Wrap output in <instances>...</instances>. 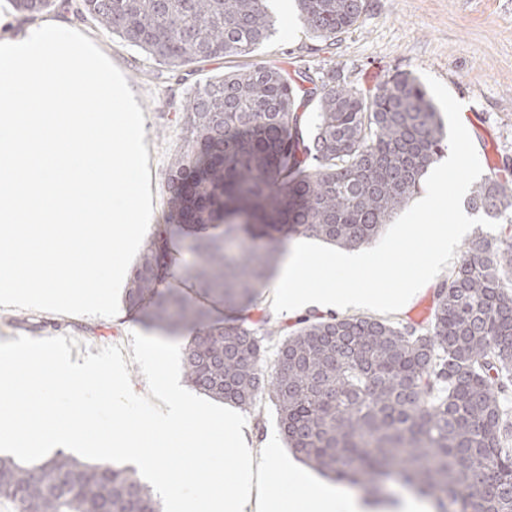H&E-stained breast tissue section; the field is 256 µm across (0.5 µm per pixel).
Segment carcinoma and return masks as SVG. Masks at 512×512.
Listing matches in <instances>:
<instances>
[{
	"instance_id": "obj_1",
	"label": "carcinoma",
	"mask_w": 512,
	"mask_h": 512,
	"mask_svg": "<svg viewBox=\"0 0 512 512\" xmlns=\"http://www.w3.org/2000/svg\"><path fill=\"white\" fill-rule=\"evenodd\" d=\"M35 17L54 0H13ZM270 0H75L122 43L170 68L248 58L273 33ZM327 46L365 0H297ZM314 105L313 121L299 108ZM166 181L163 231L132 266L126 307L182 346L186 382L244 411L267 398L281 434L311 469L382 496L396 481L435 512H512V448L502 395L512 384V238L479 232L436 288L430 325L305 315L270 328L257 289L292 236L345 248L371 243L416 194L447 147L441 114L412 75L363 94L341 76L252 62L192 89ZM504 163L469 206L512 216ZM185 233L183 272L227 319L168 285L169 239ZM265 367L267 342L279 333ZM0 499L16 512H162L134 470L63 453L34 468L0 456Z\"/></svg>"
}]
</instances>
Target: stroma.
<instances>
[{"label":"stroma","mask_w":512,"mask_h":512,"mask_svg":"<svg viewBox=\"0 0 512 512\" xmlns=\"http://www.w3.org/2000/svg\"><path fill=\"white\" fill-rule=\"evenodd\" d=\"M276 33L255 52L288 73L311 69L334 71L353 87L371 92L384 79L404 72L416 78L431 75L461 104L463 125H475L470 138L477 152L493 150L498 159H512V0H366L357 26L342 34L336 45L320 49L298 19L296 0H271ZM84 29L112 49L145 118V142L151 170L153 213L148 228L156 233L165 208L164 185L172 154L179 146L177 113L188 90L197 82L234 69L232 59L213 58L176 70L149 63L143 51L119 45L117 38L92 22ZM0 317L13 318L12 336L0 346L46 343L65 352L76 364L94 362L104 368L121 365L120 392L128 418L155 414L162 396L152 391L158 368L183 382L182 343L146 345L150 334L125 312L113 317L71 316L57 326V314L0 306ZM58 414L46 433L63 425L77 401L94 413L86 430V448L79 460L95 464L98 439L112 431V399L87 388L82 399L54 391Z\"/></svg>","instance_id":"1"}]
</instances>
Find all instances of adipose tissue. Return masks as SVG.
<instances>
[{"mask_svg":"<svg viewBox=\"0 0 512 512\" xmlns=\"http://www.w3.org/2000/svg\"><path fill=\"white\" fill-rule=\"evenodd\" d=\"M47 353L52 356V383L56 387L72 389L95 384L114 390L122 378L120 371L105 370L93 363L72 364L60 353L52 352L47 344L36 349L5 348L0 353V391L13 394L14 404L9 412L0 414L1 448H44L52 440L78 450L85 446L89 412H72L64 428L49 439L43 425L55 411L52 399L23 392L27 385L44 386L40 367ZM156 388L173 394L169 408L131 422L122 403L114 402L112 411L118 426L100 441L99 447L102 454L117 452L144 467L162 489L171 487L173 476L157 450H175L183 461V485L201 492L198 512H419L420 502L409 496L390 509L340 486L316 484L305 472L280 459L272 446L249 447L241 437L243 422L238 416H200L185 397L177 395L175 386L165 376H158ZM203 423L208 426L209 442L205 445L195 439ZM206 453L231 455L232 465L226 479H214L203 487L199 484L198 460ZM228 480L237 485L236 494L230 498L224 495V483ZM275 484L293 487L295 494L287 505L270 497L269 488Z\"/></svg>","mask_w":512,"mask_h":512,"instance_id":"adipose-tissue-1","label":"adipose tissue"}]
</instances>
